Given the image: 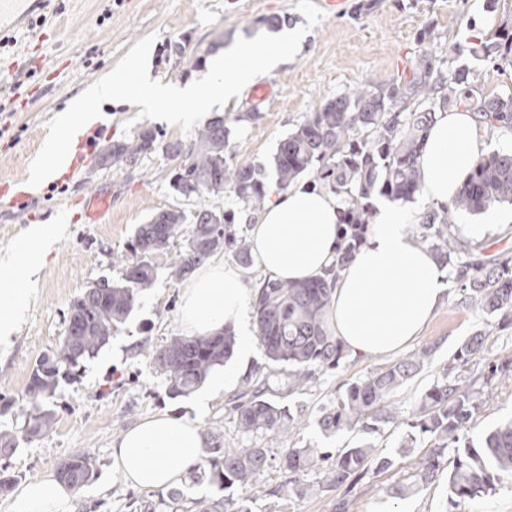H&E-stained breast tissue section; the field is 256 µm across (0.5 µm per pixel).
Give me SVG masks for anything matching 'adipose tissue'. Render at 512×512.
<instances>
[{
  "mask_svg": "<svg viewBox=\"0 0 512 512\" xmlns=\"http://www.w3.org/2000/svg\"><path fill=\"white\" fill-rule=\"evenodd\" d=\"M485 152L471 112H440L422 151V196L434 207L450 202L474 162ZM340 199L299 184L270 187L266 206L249 230L258 266L273 279L306 281L322 274L336 254ZM417 208L380 200L365 243L342 271L329 321L356 356L398 351L419 336L448 296L447 272L411 234ZM52 225L28 230L12 251L7 287L0 289V348L8 349L27 310L28 283L42 268ZM255 290L242 272L220 259L199 268L182 290L180 322L189 336H208L224 327L237 331L241 351H249ZM207 445L197 421L159 413L142 419L112 442L114 467L131 484L165 490L203 463ZM74 491L48 476L20 485L10 512H72Z\"/></svg>",
  "mask_w": 512,
  "mask_h": 512,
  "instance_id": "adipose-tissue-1",
  "label": "adipose tissue"
}]
</instances>
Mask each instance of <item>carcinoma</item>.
I'll use <instances>...</instances> for the list:
<instances>
[{
    "label": "carcinoma",
    "instance_id": "carcinoma-1",
    "mask_svg": "<svg viewBox=\"0 0 512 512\" xmlns=\"http://www.w3.org/2000/svg\"><path fill=\"white\" fill-rule=\"evenodd\" d=\"M470 54L497 63L499 69L505 65L512 68V28L504 27L477 40ZM476 77L466 65L442 71L425 49L408 80L364 83L328 99L306 113L278 145L270 160L278 189L285 191L307 177L309 185L341 197V243L324 275L306 282L269 279L259 288L253 303L256 336L268 361L287 371L284 375L262 372L247 379L254 391L247 401L234 406V412L239 432L250 443L223 448L215 437H208L203 476L222 490L233 488L246 499L260 477L274 467L288 494L308 495L311 485L305 476L312 472L322 474L323 485L342 488L348 494L372 474L396 464L393 456L382 453L372 442H360L336 454L311 446L285 448L276 457L252 438L285 437L303 428L301 415L272 395L282 388L290 394L304 391L316 379V372L338 369L349 355L328 323L334 284L365 240L373 213L371 199L383 196L403 203L421 194L420 158L437 112L465 103L479 115L486 131L512 133V93L475 99L470 85ZM256 119L254 109L216 115L198 130L188 148L179 143L166 145V154L179 160L171 177L173 189L199 199L228 192L240 204L238 213L262 210L269 185L261 168L229 162L235 125ZM156 142L155 130H142L133 139L112 145L104 160L135 163ZM501 203L512 204V150L478 158L448 207L426 212L410 231L441 267L455 275L468 308L506 330L512 329V255L486 258L479 246L462 238L455 227L457 214L481 213ZM238 213L203 205L189 217L171 208L136 227L130 243L136 259L125 263L119 280L93 284L73 300L66 335L34 365L25 393L28 411L22 432L27 440L55 425L56 412L47 401L60 380L98 355L118 325L130 316L138 296L153 287L157 278L153 255L184 238L169 264L170 276L177 280L221 252L231 254L243 267L250 265L246 228L235 224ZM187 223L190 227L185 231ZM486 341L483 329L466 337L455 354L454 366L444 369L442 378L421 395L409 414L392 404L391 397L430 361L436 351L434 344L348 384L319 408L316 424L325 435L342 430L375 432L385 424L403 426L405 437L399 443L403 449L414 447L419 435L430 438L414 483L395 489L394 497L417 493L432 483L449 462L451 451L450 501L480 497L512 478V414L486 430L479 446L468 442V434L479 425L482 409L497 384L512 379V357L488 362L487 369L473 378L456 371V365L483 357ZM234 344L226 328L214 336H172L149 356L155 369L166 377L169 395L177 398L190 394L223 366ZM17 447L14 433L0 432L1 460L11 458ZM96 467L94 456L78 453L62 464L59 478L79 487L94 476ZM232 503L227 496L200 501L192 512H229Z\"/></svg>",
    "mask_w": 512,
    "mask_h": 512
}]
</instances>
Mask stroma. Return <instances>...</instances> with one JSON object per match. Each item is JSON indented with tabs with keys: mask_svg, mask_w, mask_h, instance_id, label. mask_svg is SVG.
<instances>
[{
	"mask_svg": "<svg viewBox=\"0 0 512 512\" xmlns=\"http://www.w3.org/2000/svg\"><path fill=\"white\" fill-rule=\"evenodd\" d=\"M66 8L61 28L42 21L38 39L18 34L0 42V70L18 67L23 82L0 90V252L11 247L31 225L54 224L56 238L45 251L42 269L31 282L32 302L25 312L8 353H0V396L13 399L8 413L0 415V432H19L23 426L24 395L38 358L62 340L70 302L96 282L118 280L122 264L131 260L129 243L137 225L169 208L193 210L195 199L176 193L170 184L174 164L162 144H190L192 135L167 122L139 117L138 106L102 104L99 120L86 127L69 167L37 189L14 196L8 181L24 179L28 167L47 135L46 124L89 85L111 71L141 38L156 33L151 50L155 76L174 82L194 81L208 71L216 52L238 38L263 31V18L277 16L283 26H306L297 0H62ZM512 23V0H499L490 10L485 0H342L337 13L325 15L309 28L303 49L295 59L259 76L269 95L256 101L243 94L227 104L229 112L258 109L253 122L236 126L233 135L237 164L261 165L266 182H274L268 167L279 142L305 113L353 86L386 83L409 78L423 47L442 58L445 68L468 64L478 74L473 94L512 92V69L498 71L476 60L469 48L503 25ZM429 32V45L419 35ZM185 47L183 56L170 55V45ZM134 130L155 129L159 149L141 156L137 163L109 164L101 154L115 142L127 141L125 122ZM112 196V207L101 223L85 217L90 198L101 192ZM173 252L154 255L158 278L138 299L125 324L98 355L85 361L70 379L60 381L49 404L57 413L51 431L33 441H20L8 460L9 472L18 483L57 473L70 456L85 452L99 461L93 480L79 489L74 512H136L134 503L144 498L159 500L160 492L143 490L126 482L112 466V440L139 420L157 412L199 419L202 431L220 438L224 447L237 448L245 439L230 414V404L242 390L246 376L268 369L261 345L244 356L233 355L227 367L235 371L233 384L214 396L208 411H201L196 394L170 398L167 383L155 373L149 350L180 334L179 310L182 281L169 275ZM485 327L483 317L463 302L456 286H449L448 301L421 336L401 353L380 358L348 356L333 374H323L306 394L283 397V404L300 403L308 421L288 439L260 438L261 446L282 448L310 445L331 452L369 438L382 452H394L402 429L388 425L380 431H341L324 435L315 425L320 403L335 396L343 384L398 361L400 356L435 345L431 362L399 389L394 402L407 410L436 380L444 364L454 357L462 340ZM426 452L418 440L402 462L352 491L349 512H512V482L457 506L448 502V475L421 492L402 498L387 496L389 488L413 481L416 463ZM312 494L304 498L275 493L277 471L260 477L247 506L250 512H332L337 493L321 487L317 473L307 477Z\"/></svg>",
	"mask_w": 512,
	"mask_h": 512,
	"instance_id": "35a3bbf8",
	"label": "stroma"
}]
</instances>
